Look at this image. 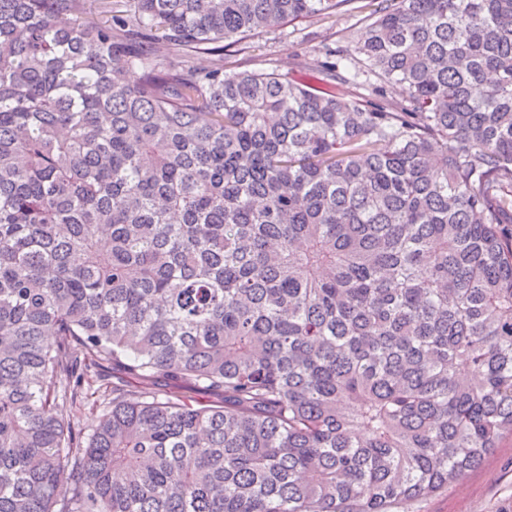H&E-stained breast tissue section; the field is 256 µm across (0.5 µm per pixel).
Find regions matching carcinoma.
<instances>
[{
  "label": "carcinoma",
  "instance_id": "carcinoma-1",
  "mask_svg": "<svg viewBox=\"0 0 512 512\" xmlns=\"http://www.w3.org/2000/svg\"><path fill=\"white\" fill-rule=\"evenodd\" d=\"M358 2L0 0V512H395L512 437V0L226 71ZM140 389L150 395L161 398L173 397L191 403L221 404L224 402L222 392H201L189 382H171L164 378H148L140 381ZM100 409L96 407L92 408L80 400H77L73 405L67 406L65 413L66 420L70 421V423L75 426L78 425L86 434H90L97 424L101 414Z\"/></svg>",
  "mask_w": 512,
  "mask_h": 512
}]
</instances>
